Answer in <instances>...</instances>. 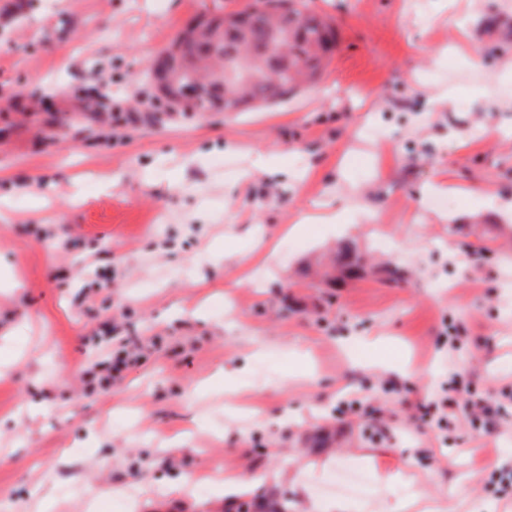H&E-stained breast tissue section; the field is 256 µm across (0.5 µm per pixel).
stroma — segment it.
<instances>
[{
    "instance_id": "35a3bbf8",
    "label": "stroma",
    "mask_w": 512,
    "mask_h": 512,
    "mask_svg": "<svg viewBox=\"0 0 512 512\" xmlns=\"http://www.w3.org/2000/svg\"><path fill=\"white\" fill-rule=\"evenodd\" d=\"M308 7L312 84L193 113L143 76L202 0H0V512H512V431L417 418L512 384V0ZM95 72L120 91L87 112ZM342 242L406 282L308 273ZM111 326L147 350L91 392ZM354 463L362 493L317 494ZM216 474L247 484L191 492Z\"/></svg>"
}]
</instances>
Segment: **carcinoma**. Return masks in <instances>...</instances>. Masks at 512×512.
<instances>
[{
	"instance_id": "obj_1",
	"label": "carcinoma",
	"mask_w": 512,
	"mask_h": 512,
	"mask_svg": "<svg viewBox=\"0 0 512 512\" xmlns=\"http://www.w3.org/2000/svg\"><path fill=\"white\" fill-rule=\"evenodd\" d=\"M251 11L224 13L219 0L163 48L146 75L157 82L178 74L176 90L191 93L177 112H239L279 101L313 80L336 46V30L308 11L306 0H255ZM347 274L363 271L347 245L336 255Z\"/></svg>"
}]
</instances>
